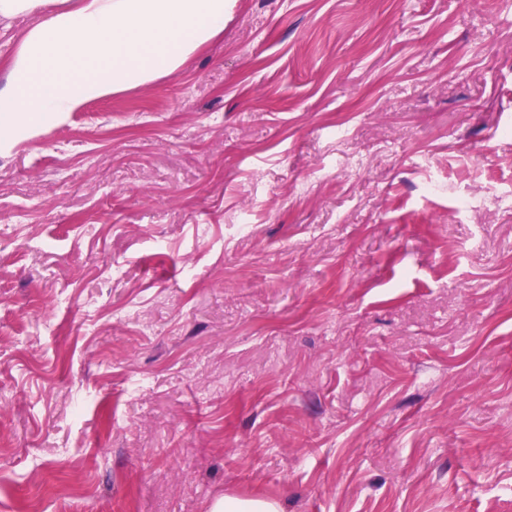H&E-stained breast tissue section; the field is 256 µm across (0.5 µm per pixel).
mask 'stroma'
I'll return each mask as SVG.
<instances>
[{"label":"stroma","mask_w":512,"mask_h":512,"mask_svg":"<svg viewBox=\"0 0 512 512\" xmlns=\"http://www.w3.org/2000/svg\"><path fill=\"white\" fill-rule=\"evenodd\" d=\"M510 435L512 0H236L0 156V512H512ZM209 512H279L276 503L262 499H239L219 497L212 503Z\"/></svg>","instance_id":"1"}]
</instances>
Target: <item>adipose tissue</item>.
I'll list each match as a JSON object with an SVG mask.
<instances>
[{
    "label": "adipose tissue",
    "instance_id": "adipose-tissue-1",
    "mask_svg": "<svg viewBox=\"0 0 512 512\" xmlns=\"http://www.w3.org/2000/svg\"><path fill=\"white\" fill-rule=\"evenodd\" d=\"M235 0H0L39 13L0 78V155L88 102L178 71L224 31Z\"/></svg>",
    "mask_w": 512,
    "mask_h": 512
}]
</instances>
